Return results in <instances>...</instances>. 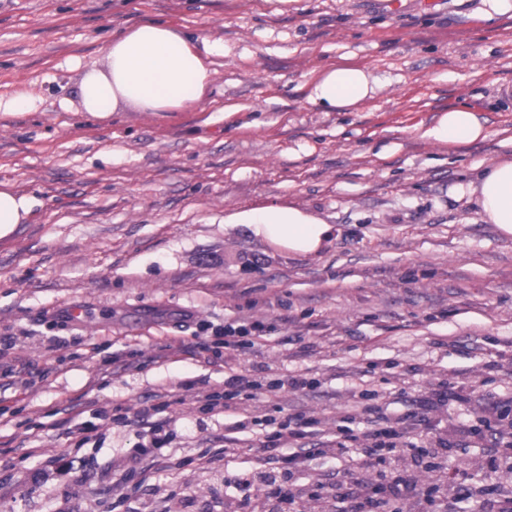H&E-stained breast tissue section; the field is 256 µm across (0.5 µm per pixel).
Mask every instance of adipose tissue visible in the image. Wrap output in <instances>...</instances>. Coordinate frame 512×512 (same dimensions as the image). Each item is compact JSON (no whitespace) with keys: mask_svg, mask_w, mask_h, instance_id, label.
Wrapping results in <instances>:
<instances>
[{"mask_svg":"<svg viewBox=\"0 0 512 512\" xmlns=\"http://www.w3.org/2000/svg\"><path fill=\"white\" fill-rule=\"evenodd\" d=\"M220 42L200 44L152 19L113 35L101 58L84 72L77 95L90 118L106 120L116 112H176L201 105L211 94L214 59ZM380 80L368 68L343 62L323 66L306 84L308 102L327 112H349L371 97ZM437 142L470 144L486 139L478 116L466 107L444 112L426 132ZM484 219L512 236V161L487 167L475 188ZM34 207L31 197L11 183L0 182V237L25 223ZM225 225L246 227L256 238L279 250L320 255L332 243L333 225L294 206L271 205L234 211Z\"/></svg>","mask_w":512,"mask_h":512,"instance_id":"1","label":"adipose tissue"}]
</instances>
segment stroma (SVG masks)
<instances>
[{
  "label": "stroma",
  "instance_id": "obj_1",
  "mask_svg": "<svg viewBox=\"0 0 512 512\" xmlns=\"http://www.w3.org/2000/svg\"><path fill=\"white\" fill-rule=\"evenodd\" d=\"M494 6L0 0V181L37 201L0 237V512H237L236 473L266 462L303 512H345L394 462L439 512H512V449L495 445L512 430V238L473 192L512 160V9ZM145 15L223 43L210 103L89 119L85 66ZM343 57L380 89L350 112L309 104L314 71ZM23 92L31 109H2ZM460 106L485 140L426 138ZM269 205L334 225L331 246L301 256L225 229ZM256 321L258 344L221 333ZM233 375L246 387L209 410ZM291 376L308 387L277 390ZM164 401L159 449L140 413ZM401 418L446 453L368 461V429ZM284 426L313 450L301 465ZM458 472L473 501L449 492ZM250 495L256 512L297 506Z\"/></svg>",
  "mask_w": 512,
  "mask_h": 512
}]
</instances>
